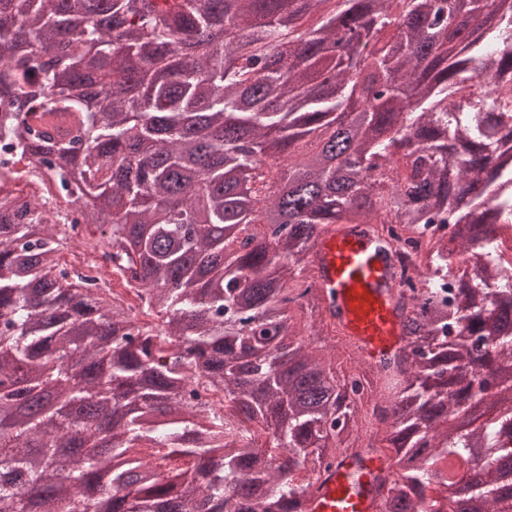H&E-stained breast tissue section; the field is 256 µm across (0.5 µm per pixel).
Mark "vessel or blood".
Returning <instances> with one entry per match:
<instances>
[{
  "mask_svg": "<svg viewBox=\"0 0 512 512\" xmlns=\"http://www.w3.org/2000/svg\"><path fill=\"white\" fill-rule=\"evenodd\" d=\"M318 283L333 292L342 331L368 359L404 344L402 319L392 303L391 260L354 226L325 231L317 250ZM376 503L359 489L350 466L330 472L313 498L312 512H375Z\"/></svg>",
  "mask_w": 512,
  "mask_h": 512,
  "instance_id": "vessel-or-blood-1",
  "label": "vessel or blood"
}]
</instances>
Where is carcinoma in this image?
Listing matches in <instances>:
<instances>
[{
	"label": "carcinoma",
	"mask_w": 512,
	"mask_h": 512,
	"mask_svg": "<svg viewBox=\"0 0 512 512\" xmlns=\"http://www.w3.org/2000/svg\"><path fill=\"white\" fill-rule=\"evenodd\" d=\"M0 141L158 321L67 268V225L0 177V512H309L363 468L366 386L289 317L338 328L315 275L335 224L428 251L375 366L380 512H445L512 460V0H0ZM472 496L512 512L493 481Z\"/></svg>",
	"instance_id": "cac0c4a2"
}]
</instances>
